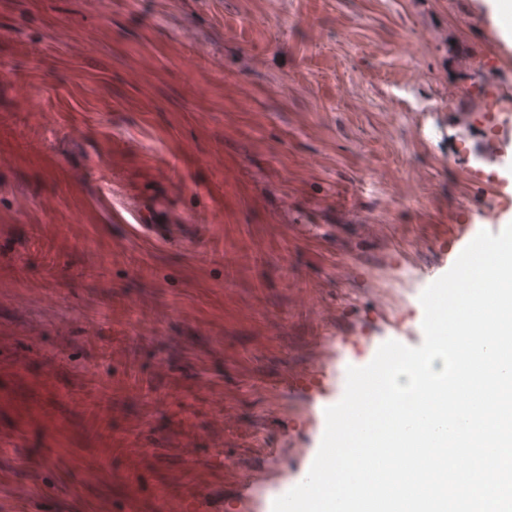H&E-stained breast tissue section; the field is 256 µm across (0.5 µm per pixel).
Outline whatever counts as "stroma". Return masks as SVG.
Returning a JSON list of instances; mask_svg holds the SVG:
<instances>
[{"label":"stroma","instance_id":"stroma-1","mask_svg":"<svg viewBox=\"0 0 512 512\" xmlns=\"http://www.w3.org/2000/svg\"><path fill=\"white\" fill-rule=\"evenodd\" d=\"M45 7L72 17L66 33L49 30L40 15L21 13L15 0H0L6 94L16 101L35 91L43 97L36 123L0 129V145L24 138L42 143L24 186L31 212L11 237L0 238V258L24 256L26 280L40 290L62 267L86 264L90 251L108 257L122 240L158 236L167 225L181 224L187 206L199 204L207 224L223 223L230 209L237 223L267 228L245 241L259 255L250 283L264 302L281 307L286 326L273 345L241 331L235 338L238 363L225 368L223 349L210 342L224 329L223 293L200 296L178 276L183 248L201 247L189 227L182 230L183 248L155 255L168 276L164 297L173 312L161 324L138 325L149 342L130 366L101 361L103 346L128 323V310L108 306L94 312L91 322L103 325L96 333L91 323L70 321L56 306L48 309L22 297L0 302V325L18 332L11 348L0 350V437L21 434L25 446L19 459L13 449L0 448V512H99L109 493L101 478L105 463L126 465L114 456L109 437L141 411L144 399L130 393L123 412H106L102 426L91 430L82 416L56 410L54 388L88 392L92 380L74 370L95 366L109 380L132 372L151 379L154 389H165V380L151 376L153 362L171 342L182 341L195 357L176 361L175 371L187 384L208 374L233 397L238 422L222 434L209 396L188 400L196 442L175 451L155 445L135 491L148 495L159 471L181 472L187 459L210 460L220 436L236 468L254 465L258 450L252 438L276 408L262 402L259 392L243 393L241 384L277 377L308 359L312 326L285 305L282 293L298 271L309 299L329 302L323 275L344 245L340 239L294 241L280 249L284 234L277 213L288 208L302 224L351 223L349 193L365 154L386 187L408 179L419 191L415 205L388 196L395 218L390 234L418 236L430 225L459 221L469 185L429 150L388 136L381 115L392 113L402 124L407 113L443 109L454 93L427 28L453 29L478 57L487 54L488 45L463 22L458 0H430L422 22L409 15L406 0H45ZM92 19L112 29L111 45L93 53L83 35ZM23 42L37 45L38 53L20 54ZM408 42L414 45L410 60L399 53ZM414 65L430 71L427 98L413 99L401 87ZM83 124L99 128V135L68 139L67 130ZM218 125L225 139L241 142L242 153L225 156L222 173L214 174L197 160L215 149L210 132ZM159 157L172 162L178 178L155 180ZM247 165L269 169V184L239 185L237 171ZM78 197L83 209H71V199ZM134 219L139 229L131 228ZM145 285L118 265L100 280L69 282L68 289L71 298L80 299ZM28 324L45 349L70 362L50 383L43 379L42 363L32 362L29 379L43 396L41 409L33 411L21 410L12 399L11 359L28 350L22 333ZM59 458L74 463L73 474L55 469ZM32 486L41 488L40 497H27Z\"/></svg>","mask_w":512,"mask_h":512}]
</instances>
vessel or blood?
<instances>
[{
  "label": "vessel or blood",
  "instance_id": "1",
  "mask_svg": "<svg viewBox=\"0 0 512 512\" xmlns=\"http://www.w3.org/2000/svg\"><path fill=\"white\" fill-rule=\"evenodd\" d=\"M463 18L488 40L489 56L495 70L474 68V82L489 86L501 105L494 115V131H486L482 115L474 107L454 102L451 112L413 113L409 126L396 125L391 114L383 119L394 135L418 137L423 143H436L445 160L470 182L472 192L462 202L459 223L435 225L434 229L412 245L413 257L396 249L379 252L367 264H358L352 255H344L336 271L337 287L347 294L327 308L308 303L301 288L289 287L285 299L307 313L316 324L312 338L313 356L306 364L289 371L280 382L270 385L266 397L279 400L277 423L259 442V466L245 471L229 467L235 485L231 512H272L274 500L301 483L320 447L325 430V410L339 402L345 392L348 367H362L375 357L379 347L389 340L410 347L424 339V310L420 295L445 274L462 250L483 230L499 233L512 223V88L503 85V75L512 76V23L503 17L501 0H462ZM40 152L37 141L26 140L9 150L0 151V163L11 166L18 180H26L33 158ZM362 178L357 186L361 195L378 196L382 187L370 159H362ZM279 224L295 237L324 239L332 232L328 224H298L291 214L281 213ZM205 231L209 251L185 253L178 269L180 277L199 291L214 290L215 282L201 274L203 262L223 265L232 283L224 287V335L265 327L269 337H278L282 321L274 309H260L258 294L238 289V282L249 278L250 253L243 245L246 228L241 224H209ZM136 241L114 248L112 261L125 265L134 276L164 283L165 274L150 260L140 257ZM112 303L135 310L141 318L161 314L159 291L125 292L114 295ZM145 337L135 330H122L112 349L113 361L128 362L144 348ZM155 374L170 378L168 391H155L145 398V415L135 417L122 431L113 433L115 453L128 463L124 473L113 475L114 484L128 486L138 478V468L148 459L146 430L151 418L170 422L166 440L177 447L194 438L195 430L182 413L183 387L171 377L169 359H158ZM129 388L125 382H109L103 397L93 401L78 392L68 393L65 407L79 412L88 421H96L105 411L120 407ZM15 400L25 409L39 408L41 395L28 382L26 373L16 375ZM198 462L187 466V477L159 475L153 493L146 498L129 493L120 499L102 501L100 512H113L116 502L127 503V512H217L208 487L198 480Z\"/></svg>",
  "mask_w": 512,
  "mask_h": 512
}]
</instances>
